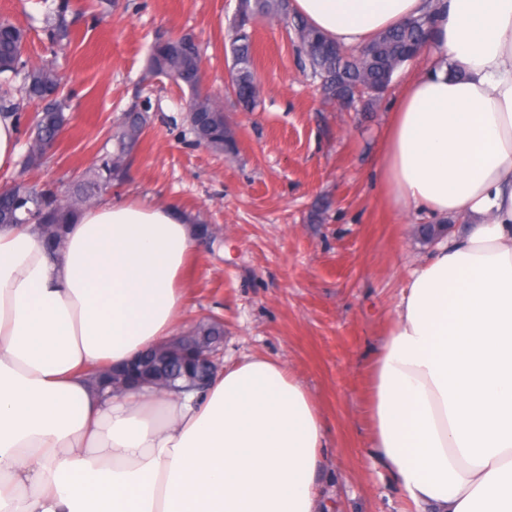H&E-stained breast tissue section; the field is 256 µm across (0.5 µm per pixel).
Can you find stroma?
I'll return each mask as SVG.
<instances>
[{
  "instance_id": "1",
  "label": "stroma",
  "mask_w": 512,
  "mask_h": 512,
  "mask_svg": "<svg viewBox=\"0 0 512 512\" xmlns=\"http://www.w3.org/2000/svg\"><path fill=\"white\" fill-rule=\"evenodd\" d=\"M60 2L0 0V17L26 29L30 60L53 62L74 108L33 180L56 186L80 175L111 149L121 114L148 100L153 122L107 196L175 204L232 245L224 259L217 245L196 241L178 331L222 322L225 362L265 355L309 390L326 432L322 512H414L369 446V402L401 291L431 254L415 239L428 218L390 208L376 164L390 105L429 54L400 67L371 110L341 107L304 71L293 31L259 22L254 67L263 94L248 111L224 95L235 0H68V33L54 44L45 14ZM181 33L204 50V88L225 98L238 137L234 158L196 144L182 123L188 92L147 72L155 43Z\"/></svg>"
}]
</instances>
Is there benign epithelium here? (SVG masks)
<instances>
[{
    "instance_id": "1",
    "label": "benign epithelium",
    "mask_w": 512,
    "mask_h": 512,
    "mask_svg": "<svg viewBox=\"0 0 512 512\" xmlns=\"http://www.w3.org/2000/svg\"><path fill=\"white\" fill-rule=\"evenodd\" d=\"M223 357L220 337L196 336L187 330L172 337L134 361L112 370L123 387L151 385L169 390L171 382L184 377L202 389L209 384Z\"/></svg>"
}]
</instances>
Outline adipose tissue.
Returning a JSON list of instances; mask_svg holds the SVG:
<instances>
[{
  "instance_id": "obj_1",
  "label": "adipose tissue",
  "mask_w": 512,
  "mask_h": 512,
  "mask_svg": "<svg viewBox=\"0 0 512 512\" xmlns=\"http://www.w3.org/2000/svg\"><path fill=\"white\" fill-rule=\"evenodd\" d=\"M344 47L433 18L378 171L400 211L462 222L415 270L374 367L371 446L416 512H512V0H291ZM195 214L104 199L50 252L0 227V512H318L316 403L245 355L202 392L86 372L171 337Z\"/></svg>"
}]
</instances>
